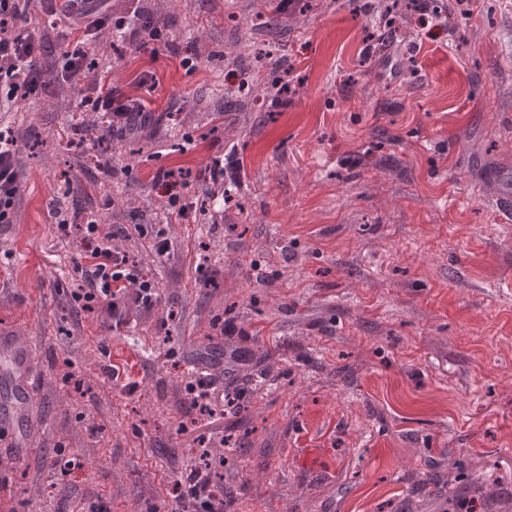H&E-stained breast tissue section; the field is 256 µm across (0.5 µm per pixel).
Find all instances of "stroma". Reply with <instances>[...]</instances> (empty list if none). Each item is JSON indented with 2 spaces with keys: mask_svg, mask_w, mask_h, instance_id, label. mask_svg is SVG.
<instances>
[{
  "mask_svg": "<svg viewBox=\"0 0 512 512\" xmlns=\"http://www.w3.org/2000/svg\"><path fill=\"white\" fill-rule=\"evenodd\" d=\"M252 2L141 0L169 7L151 57L97 31L101 71L152 113L148 138L102 153L84 131L87 83L58 76L67 21L37 63L46 88L0 115L20 170L0 334L32 350L35 388L23 447L0 444V512H174L201 448L224 452L230 512H512V0H435L432 25L393 32L389 67L365 54L377 10L312 0L266 29ZM267 44L278 71L253 60ZM276 75L286 101L254 104ZM216 158L214 222L168 223L157 173L181 170L196 203ZM58 211L117 232L159 286L153 308L109 330L75 309L81 251ZM137 224L165 226L168 254L125 237ZM202 372L210 416L187 408Z\"/></svg>",
  "mask_w": 512,
  "mask_h": 512,
  "instance_id": "1",
  "label": "stroma"
}]
</instances>
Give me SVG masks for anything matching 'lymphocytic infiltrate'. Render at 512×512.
<instances>
[{"mask_svg":"<svg viewBox=\"0 0 512 512\" xmlns=\"http://www.w3.org/2000/svg\"><path fill=\"white\" fill-rule=\"evenodd\" d=\"M21 0H0V111H7L19 100L29 98L40 84L35 62L44 43L17 29ZM43 11L57 19L84 21L72 48L66 52L62 71L68 79L82 78L89 63V38L93 31L109 26L112 13L109 0H40ZM95 111L107 113L110 123L98 130L106 141L115 131L148 122L150 115L120 88L111 86L109 77H100L90 86ZM16 140L0 129V223L12 221L18 195L15 168ZM80 246L86 262L85 284L75 298L84 310L99 313L104 324L124 322L131 305L150 308L158 293L157 284L129 256L114 244L111 229L96 221L79 225ZM175 499L178 512H224L223 496L215 494L211 480L202 469H191L186 478L177 480Z\"/></svg>","mask_w":512,"mask_h":512,"instance_id":"obj_1","label":"lymphocytic infiltrate"}]
</instances>
